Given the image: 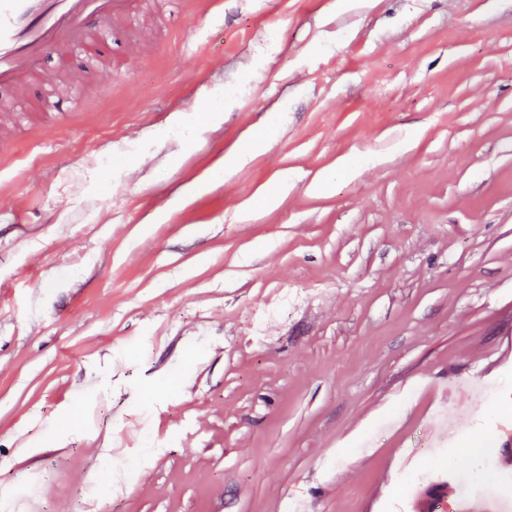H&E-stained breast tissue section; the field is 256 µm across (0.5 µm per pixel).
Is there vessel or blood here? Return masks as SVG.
I'll use <instances>...</instances> for the list:
<instances>
[{
	"instance_id": "1",
	"label": "vessel or blood",
	"mask_w": 512,
	"mask_h": 512,
	"mask_svg": "<svg viewBox=\"0 0 512 512\" xmlns=\"http://www.w3.org/2000/svg\"><path fill=\"white\" fill-rule=\"evenodd\" d=\"M130 0H0V87L16 97L25 96L26 81L42 57L54 51L79 48L97 53L86 33L89 19L102 9L120 14ZM68 81L55 86L58 103L74 104V92L86 82L80 67H67Z\"/></svg>"
}]
</instances>
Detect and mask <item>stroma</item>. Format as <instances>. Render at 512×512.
<instances>
[{"instance_id": "obj_1", "label": "stroma", "mask_w": 512, "mask_h": 512, "mask_svg": "<svg viewBox=\"0 0 512 512\" xmlns=\"http://www.w3.org/2000/svg\"><path fill=\"white\" fill-rule=\"evenodd\" d=\"M136 2L0 137V502L457 512L477 442L512 476V0ZM59 61L66 65L68 81L66 84L54 86V96L57 100V103L60 105L69 104L70 109L75 108L77 101L74 98L73 92L85 84L86 72L81 67L68 66L67 61L64 59H60Z\"/></svg>"}]
</instances>
